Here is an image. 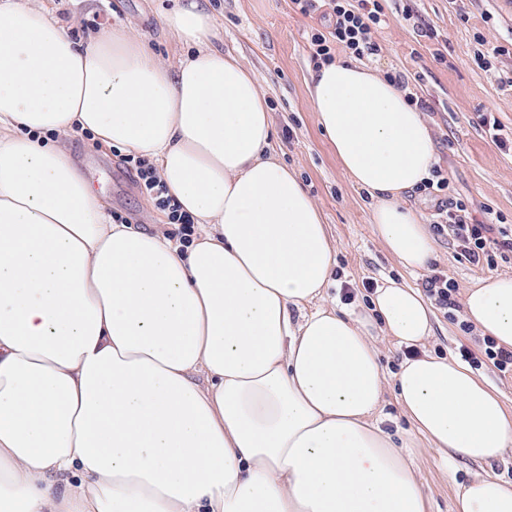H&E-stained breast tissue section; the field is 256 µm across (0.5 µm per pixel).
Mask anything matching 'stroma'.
I'll list each match as a JSON object with an SVG mask.
<instances>
[{
	"label": "stroma",
	"mask_w": 512,
	"mask_h": 512,
	"mask_svg": "<svg viewBox=\"0 0 512 512\" xmlns=\"http://www.w3.org/2000/svg\"><path fill=\"white\" fill-rule=\"evenodd\" d=\"M57 17L72 23L77 40L96 37L109 24L139 28L153 51L175 64L186 52L172 40L160 21L172 0H46ZM385 23L375 35L376 55L367 59L379 72L401 74L428 105L423 115L432 131L438 170L449 185L429 195L412 189L406 204L432 226L441 204L461 201L471 223L512 229V151L497 149L479 123L491 112L505 132H512V0H380ZM219 27L218 45L252 72L266 95L277 134V157L293 169L315 198L338 248L337 265L327 288L340 293L342 283L355 289L351 305L367 308L364 282L385 278L421 285L426 277L444 274L458 290L475 285L495 272L512 274V255L494 268L473 265L459 244L446 234H432L435 257L425 270L406 271L381 244L371 223L370 208L361 192L341 174L336 156L317 126L307 85L314 63L308 35L326 25L322 15L302 16L290 0H201ZM508 47L481 69L474 56L478 48ZM67 148L85 177L109 206L110 214L128 217L134 230L149 234L178 233V225L141 194L113 150L101 148L91 134L68 138ZM461 307H435L432 334L426 352L458 357L461 347L480 352L482 338L464 329ZM419 479L429 500V512H456L455 491L479 470L457 460L442 466L438 457L412 441Z\"/></svg>",
	"instance_id": "35a3bbf8"
}]
</instances>
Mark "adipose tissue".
Returning a JSON list of instances; mask_svg holds the SVG:
<instances>
[{
  "mask_svg": "<svg viewBox=\"0 0 512 512\" xmlns=\"http://www.w3.org/2000/svg\"><path fill=\"white\" fill-rule=\"evenodd\" d=\"M162 23L193 48L173 67L133 28L82 44L42 0H0V512H428L376 420L388 388L443 464L484 465L457 512H512V481L486 470L512 449L500 394L427 352L386 380L374 329L419 346L428 299L388 279L367 311L326 302L337 249L253 75L199 0ZM308 94L384 247L426 269L402 204L437 164L419 107L346 59ZM85 131L155 166L201 228L187 250L113 223L65 145ZM463 307L512 351V275Z\"/></svg>",
  "mask_w": 512,
  "mask_h": 512,
  "instance_id": "adipose-tissue-1",
  "label": "adipose tissue"
}]
</instances>
